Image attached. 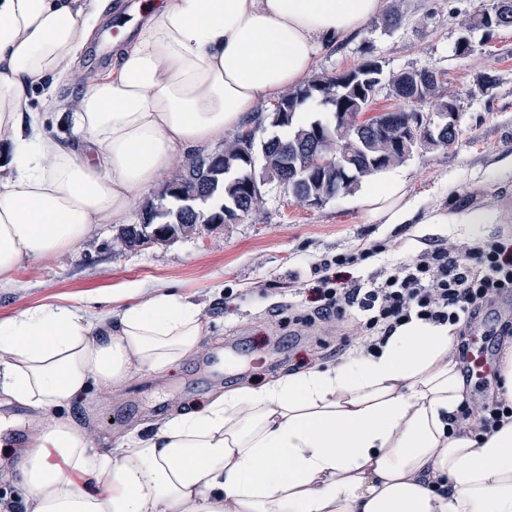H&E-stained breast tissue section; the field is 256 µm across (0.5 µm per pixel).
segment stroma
I'll return each instance as SVG.
<instances>
[{
  "label": "stroma",
  "instance_id": "obj_1",
  "mask_svg": "<svg viewBox=\"0 0 512 512\" xmlns=\"http://www.w3.org/2000/svg\"><path fill=\"white\" fill-rule=\"evenodd\" d=\"M112 38L95 37L83 55L86 74L112 61V43L130 39L137 27L139 0H111ZM479 0H405V20L387 31L379 18L320 55L316 74L356 67L372 45L386 70L433 68L443 72L448 93L462 97L463 134L446 148L418 151L398 167L417 210L414 224L370 221L362 192L310 207L280 188L263 189L260 211L249 218L200 229L167 245L121 249L116 224L98 225L72 251L23 265L9 284H0V317L55 299L105 298L116 288L168 285L200 305L208 333L197 351L157 373L133 374L118 390L92 389L99 406L87 427L95 440L118 443L146 421H161L177 407L203 403L215 392L240 384L260 385L300 370L335 367L357 351L342 346L338 329L321 323H289V313L313 307V288L322 262L371 245L385 252L339 278L364 279L387 263L407 261L450 241L470 245L512 238V29L473 31L474 54L452 49ZM495 73L492 96H469L480 77ZM484 214L483 222L462 216Z\"/></svg>",
  "mask_w": 512,
  "mask_h": 512
}]
</instances>
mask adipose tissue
<instances>
[{"instance_id":"adipose-tissue-1","label":"adipose tissue","mask_w":512,"mask_h":512,"mask_svg":"<svg viewBox=\"0 0 512 512\" xmlns=\"http://www.w3.org/2000/svg\"><path fill=\"white\" fill-rule=\"evenodd\" d=\"M388 0H149L137 35L70 98L109 0H0V284L125 223L192 149L243 129ZM70 116L71 137L47 129ZM372 219L406 224L391 174ZM171 288L113 292L107 309L51 302L0 320V402L38 427L7 478L27 512H512V420L451 426L467 398L456 328L412 322L379 353L234 388L100 447L71 415L92 388L188 358L207 332Z\"/></svg>"}]
</instances>
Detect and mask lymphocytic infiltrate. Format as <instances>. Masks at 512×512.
I'll return each instance as SVG.
<instances>
[{"mask_svg": "<svg viewBox=\"0 0 512 512\" xmlns=\"http://www.w3.org/2000/svg\"><path fill=\"white\" fill-rule=\"evenodd\" d=\"M507 294L512 296V245L492 239L464 249L438 245L375 271L367 282L319 290L314 313L327 323L353 311L361 314L359 331L346 342L370 355L412 321L454 326L476 318L484 303ZM485 385V378L476 379L474 396L455 420L488 433L502 425L512 407L487 394Z\"/></svg>", "mask_w": 512, "mask_h": 512, "instance_id": "obj_1", "label": "lymphocytic infiltrate"}]
</instances>
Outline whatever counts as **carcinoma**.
I'll use <instances>...</instances> for the list:
<instances>
[{
  "label": "carcinoma",
  "mask_w": 512,
  "mask_h": 512,
  "mask_svg": "<svg viewBox=\"0 0 512 512\" xmlns=\"http://www.w3.org/2000/svg\"><path fill=\"white\" fill-rule=\"evenodd\" d=\"M500 0L480 3L470 17L468 27L493 31L500 27L495 11ZM407 103V107L382 112L365 121L350 119L360 115L379 94L381 88ZM332 112L326 121L315 120L299 127L293 137L284 140L273 133L256 141L239 137L224 141V157L193 154L178 164L164 183L160 202L145 203L144 229L157 228L170 238L187 237L204 224L236 223L255 214L263 203L262 191L249 192L245 185L256 176L257 160H262L264 184H288V193L298 202L311 198L327 199L336 191L350 195L363 179L375 176L404 162L410 154L400 145L410 117L420 112L448 109L450 96L443 92L441 73L410 69L388 72L372 48L356 68L336 75H316L279 97L272 109L261 114V121L272 129L291 127L297 114L315 106L314 98ZM317 147L327 154L341 151L349 169H315L307 164V153Z\"/></svg>",
  "instance_id": "cac0c4a2"
}]
</instances>
